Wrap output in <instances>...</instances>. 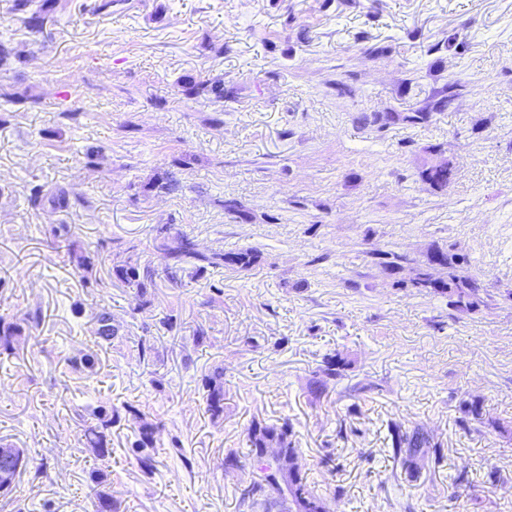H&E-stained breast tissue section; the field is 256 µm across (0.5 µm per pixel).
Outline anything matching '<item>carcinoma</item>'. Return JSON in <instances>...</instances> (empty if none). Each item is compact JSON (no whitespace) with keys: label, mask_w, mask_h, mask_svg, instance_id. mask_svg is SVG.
<instances>
[{"label":"carcinoma","mask_w":512,"mask_h":512,"mask_svg":"<svg viewBox=\"0 0 512 512\" xmlns=\"http://www.w3.org/2000/svg\"><path fill=\"white\" fill-rule=\"evenodd\" d=\"M11 9L19 15L24 24L33 32L40 33L44 23L49 20L52 10L51 0H12ZM28 62L26 56L16 52L8 44L0 42V72L17 70ZM186 95L207 93L215 99H224V82L207 80L194 84L185 89ZM452 162L445 158L443 163L434 164L420 172L421 180L436 190H443L453 177ZM27 204L32 209H38L45 202H50L60 211H68L77 206H83L86 201L82 198H70L64 190L51 192L42 183H29L26 196ZM157 249L164 257L163 273L171 283L182 282L184 274L202 272L205 269L223 268L230 272L247 270L253 267L259 258V250L246 247L238 251L224 253L214 251L201 252L188 235L172 231L165 224L157 228L155 237ZM370 263L380 267L391 275L403 271L410 264V258L397 251L379 248L367 252ZM428 268L417 270L416 278L402 280L400 285L409 286L419 291L448 296L449 305L459 310H475L484 303L486 289L476 276L469 273L465 259L441 250H434L427 256ZM96 258L91 254H81L76 257V269L80 274L83 285L99 283L92 277ZM438 267L441 275L436 276L430 269ZM116 278L126 287L136 290L140 306L150 304L149 289L154 287L155 272L148 267L139 268L125 263L113 269ZM96 335L109 343L117 335L118 328L112 325V312L100 310L95 315ZM345 362L337 353L326 354L322 357L319 367L321 378L313 381L314 390H319L326 379H337L342 376ZM203 400L211 416L219 418L224 415V369L217 367L202 378ZM459 417L457 423L464 429H470V423H484L483 407L477 400L462 399L458 404ZM126 412L140 421L136 440L132 447L139 451L154 447L153 424L143 421L138 409L132 405L126 406ZM391 437V448L402 470L411 479L420 476L422 469L430 457H439L442 442L430 435L420 426L406 428L397 422L388 425ZM86 442L101 453H107L109 441L104 428L90 426L84 433ZM247 444L252 467L261 473L260 480H245L241 489L242 500L254 504L264 502L269 506L280 508V512H330L327 500L315 492L308 482L300 464V450L293 424L283 418L276 422L254 418L247 428ZM275 445L278 452L264 456L263 449Z\"/></svg>","instance_id":"cac0c4a2"}]
</instances>
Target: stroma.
<instances>
[{
  "label": "stroma",
  "instance_id": "35a3bbf8",
  "mask_svg": "<svg viewBox=\"0 0 512 512\" xmlns=\"http://www.w3.org/2000/svg\"><path fill=\"white\" fill-rule=\"evenodd\" d=\"M91 2L58 0L35 33L0 0V38L31 57L0 87L41 100L11 105L0 126V317L22 327L0 359V439L30 460L0 512H98L104 496L112 512H250L246 473L225 458H246L256 417L291 420L332 512H512V0ZM214 78L223 101L183 89ZM451 80L461 94L430 122L370 123ZM73 108L78 121L64 119ZM432 145L454 163L442 191L418 177ZM92 146L105 151L98 170L82 164ZM32 181L89 205L31 209ZM62 223L69 235L53 238ZM163 224L199 249L252 246L261 259L172 285L155 248ZM435 246L467 257L485 306L395 287L367 257L392 249L420 267ZM97 248L104 285L86 288L72 253ZM126 261L158 272L145 310L112 271ZM103 306L119 328L109 344L95 333ZM334 352L342 377L313 390ZM217 367L220 419L202 400ZM463 398L481 401L480 430H460ZM129 404L156 426L149 474ZM99 409L119 416L105 455L83 438ZM392 421L443 443L418 480L393 456Z\"/></svg>",
  "mask_w": 512,
  "mask_h": 512
}]
</instances>
